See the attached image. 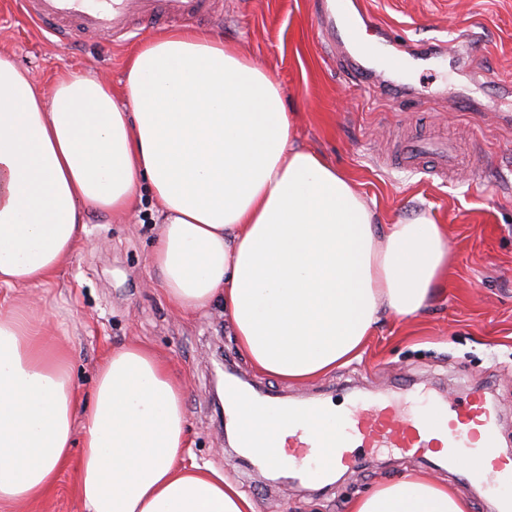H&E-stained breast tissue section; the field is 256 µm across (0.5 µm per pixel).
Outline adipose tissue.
<instances>
[{
    "mask_svg": "<svg viewBox=\"0 0 512 512\" xmlns=\"http://www.w3.org/2000/svg\"><path fill=\"white\" fill-rule=\"evenodd\" d=\"M121 95L59 73L50 97L0 54V287L49 284L89 215L126 214L142 190L163 208L150 261L185 311L221 302L254 369L302 385L358 358L383 313L415 316L448 275V228L383 225L374 202L296 146L282 90L238 48L168 30L125 66ZM183 380L133 342L101 361L79 410L52 321L0 308V503L48 494L69 464L87 512H257L224 474L182 462ZM239 441L286 456L288 430L246 416ZM348 512H469L417 473Z\"/></svg>",
    "mask_w": 512,
    "mask_h": 512,
    "instance_id": "1",
    "label": "adipose tissue"
}]
</instances>
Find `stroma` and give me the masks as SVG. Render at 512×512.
<instances>
[{"label":"stroma","instance_id":"1","mask_svg":"<svg viewBox=\"0 0 512 512\" xmlns=\"http://www.w3.org/2000/svg\"><path fill=\"white\" fill-rule=\"evenodd\" d=\"M362 2L379 20L365 42L409 64L385 82L361 77L360 67L373 59L357 47H321L320 0H217L208 15L138 22L118 39L79 33L65 43L19 0H0V54L28 70L47 96L64 69L103 76L120 90L127 58L166 30H208L234 43L280 85L298 143L352 178L385 223L426 212L447 225L448 278L420 315H385L360 358L305 385L258 373L221 308L186 313L157 288L150 255L160 207L146 191L125 215L90 216L85 242L55 281L0 288V299L52 316L86 397L112 349L138 341L154 350L185 381L186 463L223 471L258 512H346L352 498L409 472L448 484L470 512H498L483 485L434 456L383 450L327 483L297 481L289 468L285 482H265L241 460L213 403V377L223 362L255 389L291 404L408 397L423 386L451 401L478 392L498 412L499 450H512V0ZM465 29L476 44L458 56L457 33ZM415 135L453 139L477 161L445 183L396 168L398 146ZM0 512H84L75 469L61 473L47 498L1 504Z\"/></svg>","mask_w":512,"mask_h":512}]
</instances>
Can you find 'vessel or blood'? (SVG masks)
Masks as SVG:
<instances>
[{
  "label": "vessel or blood",
  "mask_w": 512,
  "mask_h": 512,
  "mask_svg": "<svg viewBox=\"0 0 512 512\" xmlns=\"http://www.w3.org/2000/svg\"><path fill=\"white\" fill-rule=\"evenodd\" d=\"M36 18L45 23L50 35L63 40L74 32L94 35L100 32L123 36L134 20H149L159 14L186 17L207 14L209 0H27ZM359 32L352 17L341 27L326 25L322 40L357 42ZM456 161L448 146H427L417 140L405 141L395 163L405 170L431 169L437 178L447 179ZM256 408L282 421H297L288 437V455L295 464L314 462L316 476L356 466V449L391 450L418 456L434 448L447 449L449 457H471V475L487 487L512 484V463L496 454L498 416L482 395L464 400L434 403L430 415H402L398 400L353 403L336 410L338 432L321 439L309 425L313 409L292 410L290 405L269 395H257Z\"/></svg>",
  "instance_id": "obj_1"
}]
</instances>
